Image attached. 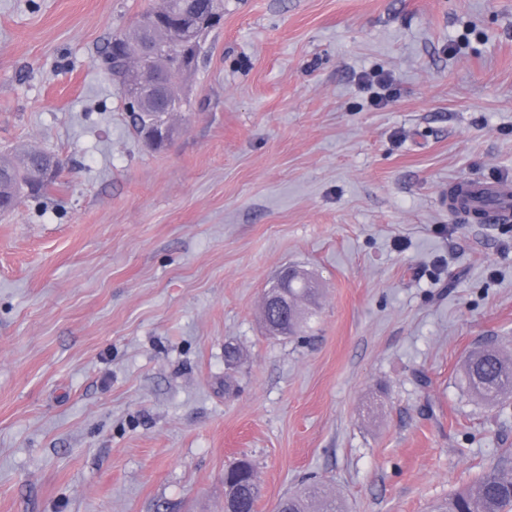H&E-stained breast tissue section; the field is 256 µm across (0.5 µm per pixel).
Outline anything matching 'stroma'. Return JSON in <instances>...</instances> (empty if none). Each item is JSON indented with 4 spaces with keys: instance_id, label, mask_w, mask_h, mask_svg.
<instances>
[{
    "instance_id": "35a3bbf8",
    "label": "stroma",
    "mask_w": 512,
    "mask_h": 512,
    "mask_svg": "<svg viewBox=\"0 0 512 512\" xmlns=\"http://www.w3.org/2000/svg\"><path fill=\"white\" fill-rule=\"evenodd\" d=\"M155 2L0 0V154L68 161L0 213V512H224L242 457L257 512H431L502 468L460 367L512 353V223L440 199L512 180V0H224L160 150L102 64ZM288 265L318 307L271 339ZM321 487L331 496L329 503L330 510H306L305 491L309 487ZM342 503L333 495L322 482H313L292 491L280 498L277 505L278 512H343Z\"/></svg>"
}]
</instances>
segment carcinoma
<instances>
[{"mask_svg":"<svg viewBox=\"0 0 512 512\" xmlns=\"http://www.w3.org/2000/svg\"><path fill=\"white\" fill-rule=\"evenodd\" d=\"M198 19L192 24L182 23L185 9L179 0H159L157 5L141 16V19H155L152 33L142 35L140 24H135L114 39L102 63L106 69L121 77H126L122 46H134L143 39L156 46L170 44L180 51L193 50L203 36L202 24L206 17L224 5V0H198ZM148 72L161 71L166 74L165 82L171 89V110L163 113L151 107L138 115L134 122L140 134L151 125H156L168 118L170 131H175L174 116L185 111L187 101L181 100L180 92L187 80L197 70L195 66L182 63H169L160 56L147 58ZM36 156H31L27 163H13L0 156V209L3 208V190L11 195V206H16L25 196H37L49 190L55 180L46 176L48 164L40 168ZM318 288L310 278L288 288V311L272 307L262 309V320L269 334H296L304 327L312 310L317 305ZM463 384L470 394L485 401L496 402L506 394H512V358L504 355L494 346H485L473 350L465 362ZM253 465L247 460H240L224 472V486L234 495L240 512H256L260 488L253 487ZM302 486L280 498L277 512H308L305 507V491ZM433 512H512V479L498 476L493 471L481 476L472 486L460 490L448 500L435 505Z\"/></svg>","mask_w":512,"mask_h":512,"instance_id":"obj_1","label":"carcinoma"}]
</instances>
